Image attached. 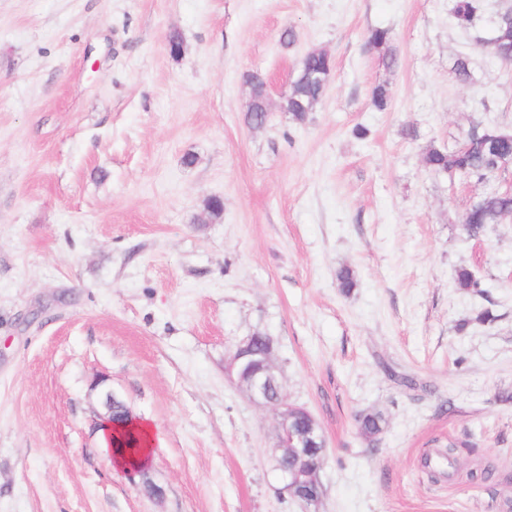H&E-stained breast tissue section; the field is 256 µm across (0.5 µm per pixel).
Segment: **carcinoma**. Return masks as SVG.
<instances>
[{
	"label": "carcinoma",
	"instance_id": "carcinoma-1",
	"mask_svg": "<svg viewBox=\"0 0 512 512\" xmlns=\"http://www.w3.org/2000/svg\"><path fill=\"white\" fill-rule=\"evenodd\" d=\"M480 0H455L453 15L457 22L464 26H472L478 19ZM366 44L377 50L384 66L388 69L397 67L398 58L393 46V35L387 28L375 27L368 30ZM301 70H310L324 77H331L333 60L323 50H312L302 60ZM325 88L314 81L299 80L288 91L285 109L291 118L302 123L306 120L307 107L313 101L323 97ZM374 106L383 111L390 101V90L384 84L376 85L371 92ZM512 158V138L499 139L495 136V128L483 127L473 129L466 135V141L451 151L430 148L423 157L425 166L438 175L453 177L464 175L479 180L502 167V160ZM512 215V194L492 190L480 196L470 207L464 219L463 230L470 238L482 236L489 224H496L506 216ZM338 288L348 295L356 288L357 281L353 271L347 267L336 273ZM358 427L363 436L374 439L382 433L385 418L382 413L372 411L357 418ZM114 453H122L129 448L143 447L140 433L126 431L113 437Z\"/></svg>",
	"mask_w": 512,
	"mask_h": 512
}]
</instances>
